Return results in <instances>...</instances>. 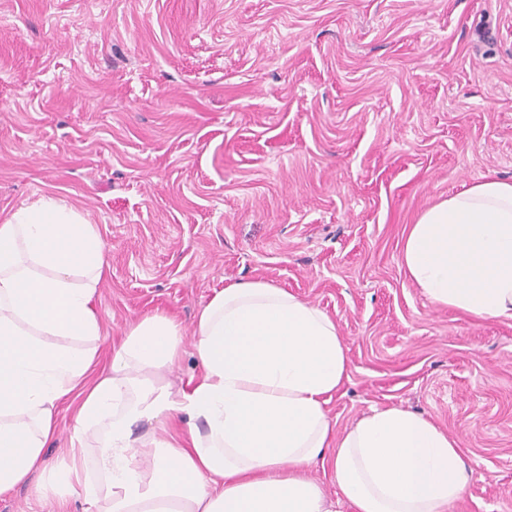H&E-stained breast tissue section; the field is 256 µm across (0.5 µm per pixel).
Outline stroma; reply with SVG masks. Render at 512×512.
<instances>
[{
  "mask_svg": "<svg viewBox=\"0 0 512 512\" xmlns=\"http://www.w3.org/2000/svg\"><path fill=\"white\" fill-rule=\"evenodd\" d=\"M486 175L512 179V0H0V222L51 196L96 225L102 361L273 283L338 324L337 431L394 406L458 439L448 512H512V319L432 304L400 252Z\"/></svg>",
  "mask_w": 512,
  "mask_h": 512,
  "instance_id": "obj_1",
  "label": "stroma"
}]
</instances>
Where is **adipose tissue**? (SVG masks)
Segmentation results:
<instances>
[{"instance_id": "adipose-tissue-1", "label": "adipose tissue", "mask_w": 512, "mask_h": 512, "mask_svg": "<svg viewBox=\"0 0 512 512\" xmlns=\"http://www.w3.org/2000/svg\"><path fill=\"white\" fill-rule=\"evenodd\" d=\"M104 251L95 225L50 196L0 223V495L39 473L83 512H331L307 474L329 457L355 512H448L463 497L459 442L423 415L376 407L336 434L338 325L271 283L225 284L188 331L140 318L98 371ZM400 260L435 305L512 318V181L486 176L426 208ZM188 343L199 372L176 387ZM68 400L54 465L45 448Z\"/></svg>"}]
</instances>
